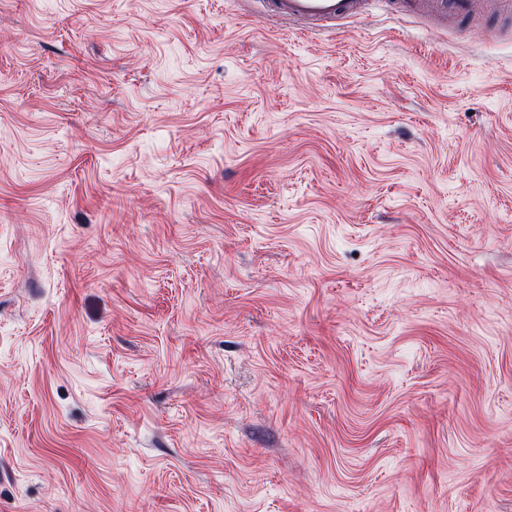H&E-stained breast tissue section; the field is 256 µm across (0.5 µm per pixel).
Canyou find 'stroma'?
<instances>
[{
    "label": "stroma",
    "mask_w": 512,
    "mask_h": 512,
    "mask_svg": "<svg viewBox=\"0 0 512 512\" xmlns=\"http://www.w3.org/2000/svg\"><path fill=\"white\" fill-rule=\"evenodd\" d=\"M0 0V512H512V20Z\"/></svg>",
    "instance_id": "35a3bbf8"
}]
</instances>
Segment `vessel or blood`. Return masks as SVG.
I'll use <instances>...</instances> for the list:
<instances>
[{"label":"vessel or blood","mask_w":512,"mask_h":512,"mask_svg":"<svg viewBox=\"0 0 512 512\" xmlns=\"http://www.w3.org/2000/svg\"><path fill=\"white\" fill-rule=\"evenodd\" d=\"M268 14L275 19L291 20L302 30L316 32L337 21L360 15L364 0H266ZM476 0H395L400 13H431L441 19L469 17Z\"/></svg>","instance_id":"obj_1"}]
</instances>
